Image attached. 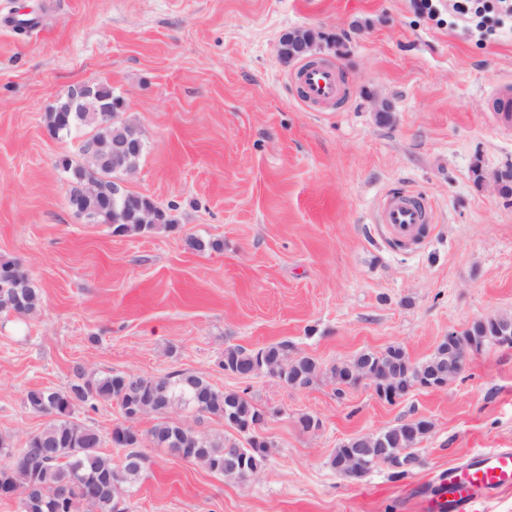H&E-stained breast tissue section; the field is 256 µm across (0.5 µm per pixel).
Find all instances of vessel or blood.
I'll return each instance as SVG.
<instances>
[{"label": "vessel or blood", "instance_id": "1", "mask_svg": "<svg viewBox=\"0 0 512 512\" xmlns=\"http://www.w3.org/2000/svg\"><path fill=\"white\" fill-rule=\"evenodd\" d=\"M295 83L302 101L310 104H329L346 93L338 71L328 65L302 67ZM378 221L391 240L406 243L423 236L430 218L422 197L409 190L386 194L379 204ZM511 489L512 449H492L441 473L434 501L438 512H470L475 499H492Z\"/></svg>", "mask_w": 512, "mask_h": 512}]
</instances>
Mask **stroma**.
I'll list each match as a JSON object with an SVG mask.
<instances>
[{
    "label": "stroma",
    "instance_id": "35a3bbf8",
    "mask_svg": "<svg viewBox=\"0 0 512 512\" xmlns=\"http://www.w3.org/2000/svg\"><path fill=\"white\" fill-rule=\"evenodd\" d=\"M300 27L321 32L315 58L338 69L347 100L300 101L301 63L278 54ZM99 82L145 142L123 184L172 230L116 236L69 206L55 162L87 133L50 137L46 114ZM509 82L512 34L476 43L411 0H0V258L42 291L38 311L0 315V435L23 447L46 422L27 392L67 388L76 362L101 376L193 373L247 390L269 415V456L241 483L144 447L128 512H424L441 471L512 448V347L471 353L445 388L392 403L365 382L293 389L218 363L227 346L281 341L326 367L392 345L419 362L448 333L512 316V203L493 181L512 166V127L489 102ZM401 188L431 206L419 248L377 221ZM193 238L223 247L200 253ZM304 414L318 427L303 430ZM75 418L121 462L116 405ZM420 418L431 431L404 477L331 466L348 439Z\"/></svg>",
    "mask_w": 512,
    "mask_h": 512
}]
</instances>
